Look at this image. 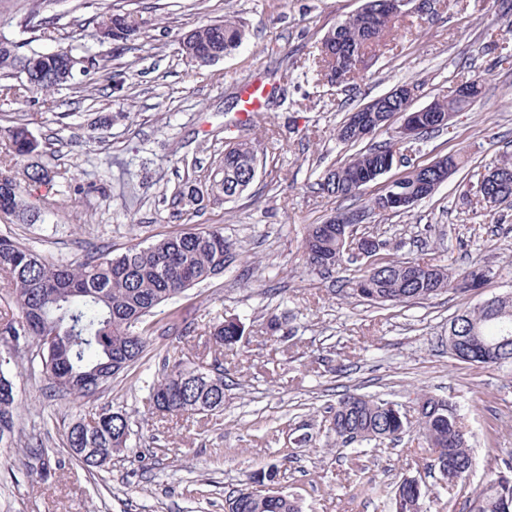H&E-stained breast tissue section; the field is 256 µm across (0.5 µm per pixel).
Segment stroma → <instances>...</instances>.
<instances>
[{
  "instance_id": "stroma-1",
  "label": "stroma",
  "mask_w": 512,
  "mask_h": 512,
  "mask_svg": "<svg viewBox=\"0 0 512 512\" xmlns=\"http://www.w3.org/2000/svg\"><path fill=\"white\" fill-rule=\"evenodd\" d=\"M362 0H0V38L22 53L55 50L20 22L31 8L59 31L83 26L76 53L97 52L98 22L113 7L138 15L143 30L107 68L77 76V88L34 91L0 104V165L6 129L24 118L38 160L56 173L52 189L30 199L31 224L0 215V233L49 258L85 246L113 253L203 227H220L234 259L222 275L186 290L147 323L145 356L97 397L77 405L54 396L31 363L15 373L20 437L0 448V512H225L247 474L280 461L279 486L303 512H390L384 491L403 479L425 481L424 512H471L500 459L512 453V362L477 368L448 352V326L461 310L512 294V206L490 215L468 193L485 166L512 155V0H442L430 17L396 22L386 47L365 57L362 76L337 86L305 66L324 34ZM236 20L242 46L199 69L182 56L178 33ZM124 77L115 90L111 72ZM480 80L481 94L450 129L421 134L412 161L461 154L463 167L405 213H372L364 232L385 242L381 257L429 262L457 273L473 265L491 274L478 292L447 291L404 305L359 301L351 282L370 260L355 257L331 274L309 270L301 244L308 225L367 206L382 188L355 197L323 193V172L358 152L336 139L351 112L402 84L416 88L413 108L453 96ZM277 85L249 135L257 143L253 183L231 199L214 192L173 205L178 183H211L224 140L237 136L236 98L250 84ZM53 109H45L44 99ZM237 318L236 351L210 343L213 322ZM288 338L271 335V320ZM224 364V409L214 415L149 414L145 383L162 370L172 345ZM410 408L426 393L455 405L470 432V476L448 486L430 467V450L410 428L400 441L337 444L326 416L344 393ZM126 410L132 436L109 470L91 473L66 451L68 426L83 411ZM48 450L46 476H27L24 449Z\"/></svg>"
}]
</instances>
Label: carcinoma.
<instances>
[{
  "mask_svg": "<svg viewBox=\"0 0 512 512\" xmlns=\"http://www.w3.org/2000/svg\"><path fill=\"white\" fill-rule=\"evenodd\" d=\"M394 23L391 18L373 27L362 15L338 21L321 39L313 64L322 72L343 65L348 79L355 78L356 62L378 45ZM118 24L127 27L128 39L140 32L141 22L134 13L116 7L98 23V43H113V30ZM21 27L41 38L57 39L56 27L41 17L37 8L29 11ZM82 37L83 29L78 27L66 36L68 45L52 52L29 53L34 64L26 73L21 69L19 46L1 38L0 100H17L31 90L72 85L75 75L68 69L67 60ZM244 37L240 24L226 20L186 31L179 43L185 57L203 67L238 50ZM7 135L8 151L15 159H28L38 152L39 144L28 124L13 126ZM396 150L397 142L391 141L356 153L343 165L324 172L320 189L338 198L354 196L359 183L374 182ZM256 156L254 143L245 136L227 144L219 164L222 177L211 184V189L224 193L226 199L242 194L254 180L251 164ZM494 167L501 170L497 191L512 194V157H502ZM26 178L28 187L48 186L53 181L52 171L39 164L27 167ZM438 178L432 169H415L406 175L404 188L416 192L419 184ZM25 192L27 187L17 178L0 176V206L22 220L32 212ZM198 199L199 190L187 180L178 187L173 202ZM302 252L311 270L331 272L348 254L347 238L332 223L311 224ZM231 258V244L220 228L185 232L147 246L132 244L115 256L110 248L95 246L56 261L0 234V274L10 280L9 301L16 310L0 323V446L12 447L17 432L13 367L21 354L31 352L36 340L54 337L53 347L36 354L41 377L49 388L75 400L91 398L141 359L150 343L144 329L146 317L178 294L224 273V264ZM483 272L488 269L474 266L451 275L448 268L438 264L392 259L370 264L352 282V291L372 304H403L429 300L447 290L468 292L481 286L477 276ZM243 333L240 320L231 318L213 327L210 336L215 344L232 349ZM453 335L465 342L467 353L459 357L463 362L484 368L512 360V349L497 346L500 337L512 336V297L458 313L448 326V336ZM147 390L150 407L156 413L176 418L213 415L224 410L223 364L217 359L211 364L197 361L175 347L166 368L147 382ZM413 413L412 421L397 403L349 393L331 411L328 429L347 447L377 439L394 441L415 423L429 447L448 456V474L442 478L450 484L467 479L474 459L456 408L423 394L416 398ZM90 416V424L75 420L69 426L67 453L86 468L101 470L104 460L128 447L130 422L125 411L112 407H101ZM504 474L512 478V458L493 471L474 501L473 512H512V481L503 482ZM279 475L276 463L249 475L228 498L229 505L236 512H302L299 502L288 495H244L257 478L276 484ZM424 495L420 484L405 479L393 491L390 503L394 512H421Z\"/></svg>",
  "mask_w": 512,
  "mask_h": 512,
  "instance_id": "cac0c4a2",
  "label": "carcinoma"
}]
</instances>
